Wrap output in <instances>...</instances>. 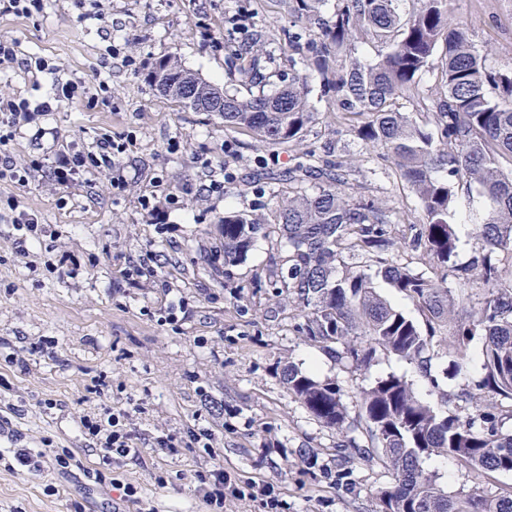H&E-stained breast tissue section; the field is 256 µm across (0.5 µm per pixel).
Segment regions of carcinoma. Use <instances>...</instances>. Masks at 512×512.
<instances>
[{
  "instance_id": "cac0c4a2",
  "label": "carcinoma",
  "mask_w": 512,
  "mask_h": 512,
  "mask_svg": "<svg viewBox=\"0 0 512 512\" xmlns=\"http://www.w3.org/2000/svg\"><path fill=\"white\" fill-rule=\"evenodd\" d=\"M323 0H291L290 10L306 20L302 41L288 34L301 51L304 72L280 76L267 91L263 72L266 46L257 38L245 49H232L230 75L249 87L246 96L206 80L171 56L158 57L147 81L166 99L196 112H210L212 100L224 99L227 130L247 131L260 141L286 147L303 142L314 120L310 83L332 97L342 112L364 116L359 139L395 166L399 178L416 194L425 221L411 224L403 244L422 251L438 270L426 277L389 262L386 253L397 244L386 208L373 199L355 200L342 169L350 160L322 163L307 160L280 179L278 231L291 249L287 274L276 275V296L287 293L303 313L299 332L334 356L347 354L366 365L377 350L430 371L437 337L456 328L459 346L455 365L470 363L466 341L485 336L481 353L484 377L460 398L475 405L465 418L440 416L423 402L406 380L388 376L362 393L358 418L366 424L371 445L381 449L393 483L380 492L381 512H512V497L489 496L474 489L456 500L437 487L420 461L442 455L489 472H512V433L499 425L498 405L485 400L492 393L512 401V272L495 259L498 250L512 251V66L489 70L485 53L468 35V24L452 17L447 0H417L404 14L401 0H337L325 15ZM357 43L379 48L373 61L342 60V50ZM435 78L438 96H422L423 77ZM191 84L196 101L184 97ZM415 103L407 112L403 102ZM433 117L437 132L420 115ZM477 191L486 219L475 237L481 254L467 266L456 264L458 236L450 222L458 191ZM224 239V277L246 260L261 218L226 212L217 219ZM375 263L363 270L339 272L344 256ZM465 283L479 282L487 294L480 308L460 305L447 286L448 273ZM379 276L410 297L425 328L382 299L373 286ZM288 390L323 426L346 429L348 409L331 380L320 381L290 366Z\"/></svg>"
}]
</instances>
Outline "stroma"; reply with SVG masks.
<instances>
[{
  "label": "stroma",
  "instance_id": "35a3bbf8",
  "mask_svg": "<svg viewBox=\"0 0 512 512\" xmlns=\"http://www.w3.org/2000/svg\"><path fill=\"white\" fill-rule=\"evenodd\" d=\"M455 18L467 22L474 44L487 51L492 69L512 66V0H449ZM239 0H44L33 18L0 15V36L16 39L25 54L59 63L61 76L84 82L88 93L37 117L13 141L18 162L39 160L27 184L0 180V201L15 196L46 224L48 233L28 254L13 246L9 210L0 211V427L12 432V447L54 455L72 453L70 470L37 473L0 464V512H73L80 501L92 512L119 500L110 486L86 493L87 471L137 487L142 505L155 512H209L198 473L222 463L233 480L274 486L287 512H380L379 493L392 474L380 449L370 447L357 403L365 389L389 375L412 384L419 398L466 416L458 401L483 371L478 355L484 336H473L467 370L454 374L451 337H443L430 373L383 352L369 364L333 358L298 331L303 317L288 296H274L273 270L288 268L287 241L264 229L245 262L230 278L217 275L212 257L221 251L215 224L234 211L273 220L276 200L265 178L287 171L303 150L324 159L354 161L353 198L380 202L400 221L423 223L416 195L390 161L366 150L356 120H337L336 104L312 90L315 120L303 149L261 144L252 134L225 129L215 115L195 112L159 95L145 76L161 56H172L207 80L236 89L227 67L228 42L262 36L272 50L274 74L288 72L298 56L288 45L294 29L285 0H250L242 30L229 24ZM124 45L132 65L107 56ZM108 91H100L99 82ZM128 142L121 165L129 181L114 193L108 176L92 184L57 185L61 154L84 151L97 137ZM228 167L224 191L198 200L196 191ZM179 196L169 203L168 194ZM153 197L154 208L142 205ZM457 261L479 253L474 229L486 216L478 194L459 195ZM67 252L77 273L49 270L52 251ZM155 257L154 278L138 283L124 276L145 253ZM189 302L178 325L158 322L168 292ZM42 353L29 354L36 341ZM25 367H18V358ZM319 380H332L354 423L349 431L363 454L339 447V434L322 426L289 392L288 366ZM107 408L133 413L145 452L137 460L103 467L86 453L91 438L82 422ZM208 432L212 451L198 447L165 457L154 438ZM421 466L448 497L472 489L492 496L512 494V473H481L451 458L430 456Z\"/></svg>",
  "mask_w": 512,
  "mask_h": 512
}]
</instances>
